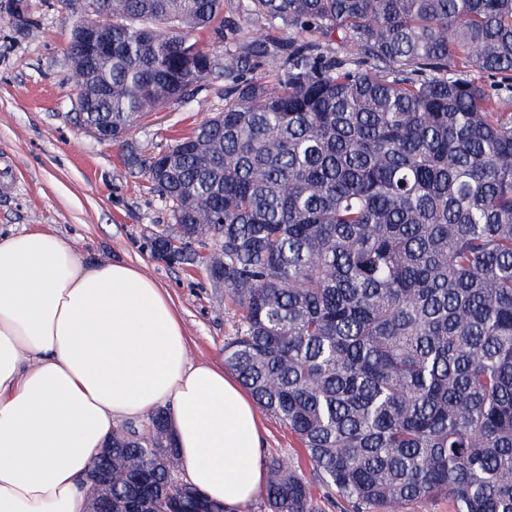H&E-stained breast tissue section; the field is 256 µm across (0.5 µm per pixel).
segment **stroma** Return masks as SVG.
<instances>
[{"instance_id":"1","label":"stroma","mask_w":512,"mask_h":512,"mask_svg":"<svg viewBox=\"0 0 512 512\" xmlns=\"http://www.w3.org/2000/svg\"><path fill=\"white\" fill-rule=\"evenodd\" d=\"M71 11L63 0H0V158L16 169L0 181V230L53 228L87 260H125L166 288L185 327L192 360L223 365L238 308L212 288L201 264L170 265L151 256L145 239L172 214L143 172L127 165L128 147L146 152L224 108V82H203L194 100L149 114L127 144L104 142L79 126L65 46ZM262 462L277 458L309 479L323 512L345 502L315 479L296 437L278 419L260 416Z\"/></svg>"}]
</instances>
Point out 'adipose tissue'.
Returning <instances> with one entry per match:
<instances>
[{
  "label": "adipose tissue",
  "instance_id": "obj_1",
  "mask_svg": "<svg viewBox=\"0 0 512 512\" xmlns=\"http://www.w3.org/2000/svg\"><path fill=\"white\" fill-rule=\"evenodd\" d=\"M160 407L210 499L261 491L256 404L235 375L190 360L158 282L87 263L49 229L0 235V512H87L83 478L113 429Z\"/></svg>",
  "mask_w": 512,
  "mask_h": 512
}]
</instances>
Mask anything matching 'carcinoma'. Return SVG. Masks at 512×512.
<instances>
[{
    "label": "carcinoma",
    "mask_w": 512,
    "mask_h": 512,
    "mask_svg": "<svg viewBox=\"0 0 512 512\" xmlns=\"http://www.w3.org/2000/svg\"><path fill=\"white\" fill-rule=\"evenodd\" d=\"M239 8L274 33L239 39L224 0H84L81 28L112 15V64L85 58L75 97L88 132L120 141L224 78V110L144 167L174 220L145 247L204 259L242 309L225 364L353 512H512V0ZM111 441L112 512L225 509L175 487L166 410ZM264 499L320 512L278 459ZM401 512H455L451 502L446 497L429 500L411 501L403 505Z\"/></svg>",
    "instance_id": "carcinoma-1"
}]
</instances>
